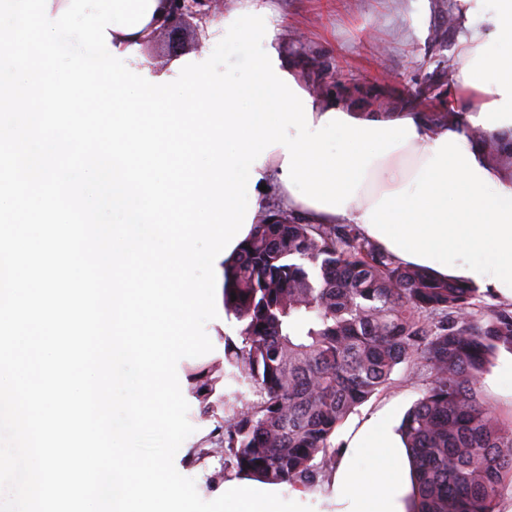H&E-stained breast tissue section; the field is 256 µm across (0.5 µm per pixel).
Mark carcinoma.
<instances>
[{"label": "carcinoma", "instance_id": "carcinoma-1", "mask_svg": "<svg viewBox=\"0 0 512 512\" xmlns=\"http://www.w3.org/2000/svg\"><path fill=\"white\" fill-rule=\"evenodd\" d=\"M464 129L512 176V140ZM224 267V379L191 374L203 413L224 399V468L312 487L336 462L346 417L403 364L430 371L399 427L415 470L414 512H496L512 481V422L484 400L493 360L512 354V303L404 266L354 224H307L280 208ZM236 300H231V296ZM259 396L248 399V394Z\"/></svg>", "mask_w": 512, "mask_h": 512}]
</instances>
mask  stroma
Here are the masks:
<instances>
[{
    "label": "stroma",
    "instance_id": "35a3bbf8",
    "mask_svg": "<svg viewBox=\"0 0 512 512\" xmlns=\"http://www.w3.org/2000/svg\"><path fill=\"white\" fill-rule=\"evenodd\" d=\"M265 9L272 45L313 95L359 112L422 113L431 124L448 116V75L457 65L458 0H234ZM206 27L159 31L127 67L138 75L173 60L205 61L217 45ZM427 385L425 374L396 369L386 389L345 421L353 426L381 410L400 422Z\"/></svg>",
    "mask_w": 512,
    "mask_h": 512
}]
</instances>
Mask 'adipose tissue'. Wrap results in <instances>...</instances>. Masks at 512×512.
I'll list each match as a JSON object with an SVG mask.
<instances>
[{
  "label": "adipose tissue",
  "instance_id": "1",
  "mask_svg": "<svg viewBox=\"0 0 512 512\" xmlns=\"http://www.w3.org/2000/svg\"><path fill=\"white\" fill-rule=\"evenodd\" d=\"M149 23L111 33L116 52L132 55L170 19L169 0H153ZM448 109L471 126L512 134V0H497L485 29L464 24ZM416 135L375 159L344 213L316 208L281 186V149L255 174L277 184L289 213L311 224H354L404 264L430 269L512 301V180L493 170L461 129L413 114ZM409 451L381 415L350 430L325 492L237 475L203 486L223 512H409Z\"/></svg>",
  "mask_w": 512,
  "mask_h": 512
}]
</instances>
